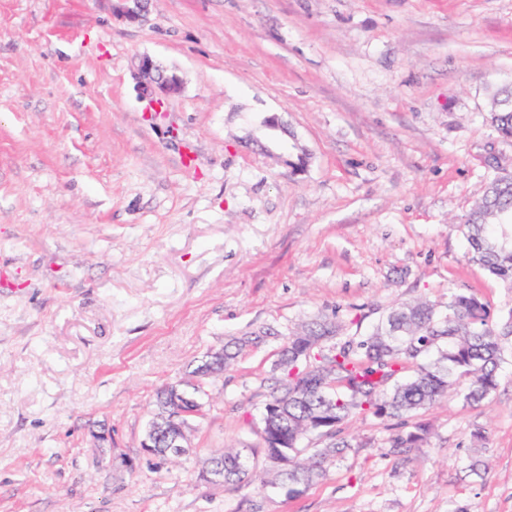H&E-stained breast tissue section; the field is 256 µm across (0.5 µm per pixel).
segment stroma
<instances>
[{
    "label": "stroma",
    "mask_w": 512,
    "mask_h": 512,
    "mask_svg": "<svg viewBox=\"0 0 512 512\" xmlns=\"http://www.w3.org/2000/svg\"><path fill=\"white\" fill-rule=\"evenodd\" d=\"M142 55L182 82L158 110ZM506 85L512 0H151L138 24L109 0H0V512H512V349L493 395L427 411L409 454L399 420L357 415L324 479L255 482L299 324L362 336L452 288L512 309L458 229L512 168L486 120ZM261 331L189 453L150 463L156 390ZM225 447L251 477H203Z\"/></svg>",
    "instance_id": "obj_1"
}]
</instances>
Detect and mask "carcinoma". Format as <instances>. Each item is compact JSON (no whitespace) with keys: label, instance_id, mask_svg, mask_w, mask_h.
Here are the masks:
<instances>
[{"label":"carcinoma","instance_id":"obj_1","mask_svg":"<svg viewBox=\"0 0 512 512\" xmlns=\"http://www.w3.org/2000/svg\"><path fill=\"white\" fill-rule=\"evenodd\" d=\"M488 121L512 138V89L496 94ZM467 259L512 288V170L496 167L483 197L463 224ZM272 332L244 337L224 347V366L244 350L258 346ZM512 345V310L493 318L489 304L463 290L448 292L445 310L429 301L401 303L367 336L348 335L337 317L321 316L288 336L273 364L276 379L264 406L262 439L276 476L297 487L324 478L352 444L339 426L352 415L412 422V430L391 440L393 448H410L426 440L429 424L416 417L455 394L470 403L490 397L497 388V368ZM178 384L187 392L184 408L202 410L205 386L214 379L204 363ZM176 422L157 431L153 447L168 448ZM324 445L304 455L312 435ZM224 469V482L248 474L238 451L212 459Z\"/></svg>","mask_w":512,"mask_h":512}]
</instances>
